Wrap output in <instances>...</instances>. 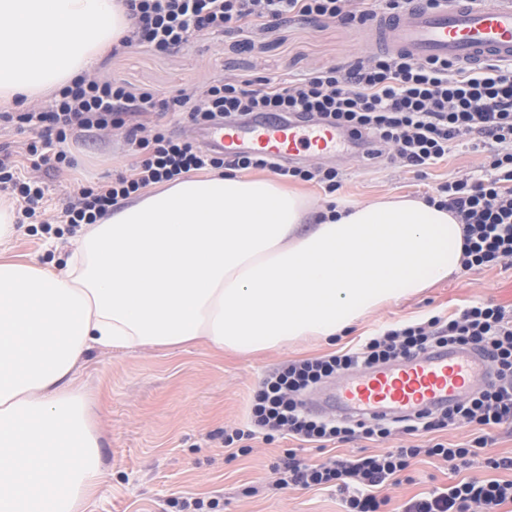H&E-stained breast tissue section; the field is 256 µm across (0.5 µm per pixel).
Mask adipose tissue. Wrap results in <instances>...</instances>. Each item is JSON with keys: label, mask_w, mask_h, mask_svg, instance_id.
Segmentation results:
<instances>
[{"label": "adipose tissue", "mask_w": 512, "mask_h": 512, "mask_svg": "<svg viewBox=\"0 0 512 512\" xmlns=\"http://www.w3.org/2000/svg\"><path fill=\"white\" fill-rule=\"evenodd\" d=\"M128 27L119 0H0V100L92 69ZM271 178L185 179L81 228L65 267L0 262V512H86L103 476L75 376L95 347L255 352L328 339L463 267V226L425 200L337 202Z\"/></svg>", "instance_id": "1"}]
</instances>
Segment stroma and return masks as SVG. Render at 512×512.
<instances>
[{"mask_svg":"<svg viewBox=\"0 0 512 512\" xmlns=\"http://www.w3.org/2000/svg\"><path fill=\"white\" fill-rule=\"evenodd\" d=\"M366 33L331 22L288 23L261 33L207 34L166 54L133 47L100 55L94 78L148 90L164 99L202 91L222 77L254 80L288 79L371 52ZM73 170L58 174L50 166L21 172L45 187V217L59 238L46 249L45 231H22L8 252L16 261L37 256L42 264L64 267L77 236L62 220L81 188L129 170L143 157L127 145L122 130L94 145L70 144ZM482 150L467 146L418 175L406 168L366 165L357 154L312 157L315 165L334 166L343 174L339 196L366 202L384 195L426 198L435 184L455 174L480 169ZM489 300L512 312V262L469 275L457 274L422 292L401 297L367 315L349 330L326 342L308 338L257 353L218 351L204 344L165 349L87 351L75 367L99 432L103 481L93 512H180L181 501L218 500L220 512H343L335 489L292 488L267 491L274 463L289 451L322 461L378 453L401 445H426L427 435L392 436L379 442L356 440L335 448L302 449L299 441L280 436L249 440L247 451L230 456L224 433L241 426L251 392L273 366L357 347L380 326L398 321L420 322L450 316L471 303ZM454 475L447 466L420 462L408 479L390 486L387 512Z\"/></svg>","mask_w":512,"mask_h":512,"instance_id":"1","label":"stroma"}]
</instances>
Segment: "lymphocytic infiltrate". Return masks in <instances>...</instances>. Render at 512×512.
I'll use <instances>...</instances> for the list:
<instances>
[{
    "label": "lymphocytic infiltrate",
    "instance_id": "obj_1",
    "mask_svg": "<svg viewBox=\"0 0 512 512\" xmlns=\"http://www.w3.org/2000/svg\"><path fill=\"white\" fill-rule=\"evenodd\" d=\"M124 5L128 30L120 48L144 46L165 53L202 35L246 28L266 32L289 22L367 27L378 16L401 12L408 0H124ZM177 109L187 112L195 125L235 123L261 112L315 119L361 134L362 158L419 173L447 158L452 148L482 143L487 148L484 175L448 178L427 201L462 224L464 271L512 261V63L472 68L375 50L298 78H221L198 94L166 100L82 76L60 88L48 110L4 111L0 123L21 132L38 131V139L26 143L25 155L33 167L49 163L59 173L72 164L65 143L96 140L115 128L125 129L128 143L145 151L129 172L82 188L64 213L75 230L100 223L147 187L184 180L201 170H267L284 180L318 184L331 194L342 186L334 167L286 164L272 156L216 155L176 137L160 118ZM18 168L16 152L0 148V193L25 218L38 219L45 191L38 182L20 179ZM436 344L479 354L490 367V379L462 402L412 419L357 421L313 416L302 408L303 396L326 379L406 360ZM506 425H512V315L487 301L448 317L382 327L358 348L341 354L274 367L253 392L246 427L235 429L234 435L267 440L288 435L323 449L355 439L377 441L396 432L471 427L478 435L463 445H413L320 463L292 453L274 466L268 488L333 487L343 497L345 512H381L388 503L382 489L399 482L414 460L426 457L468 476L409 500L402 512H499L501 505L512 503V480L494 478L493 473L512 471V456L494 454L490 445Z\"/></svg>",
    "mask_w": 512,
    "mask_h": 512
}]
</instances>
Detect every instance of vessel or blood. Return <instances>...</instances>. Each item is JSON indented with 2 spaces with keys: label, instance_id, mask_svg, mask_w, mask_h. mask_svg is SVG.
Instances as JSON below:
<instances>
[{
  "label": "vessel or blood",
  "instance_id": "b4317fda",
  "mask_svg": "<svg viewBox=\"0 0 512 512\" xmlns=\"http://www.w3.org/2000/svg\"><path fill=\"white\" fill-rule=\"evenodd\" d=\"M383 45L418 61L439 60L477 67L512 63V0H449L430 7L412 3L398 17L373 29ZM197 138L218 152H244L303 159L351 147L354 137L314 121L288 123L265 115L246 123L212 125ZM488 368L475 354L439 349L417 358L341 376L317 398L311 412L354 419H393L448 406L462 399Z\"/></svg>",
  "mask_w": 512,
  "mask_h": 512
}]
</instances>
